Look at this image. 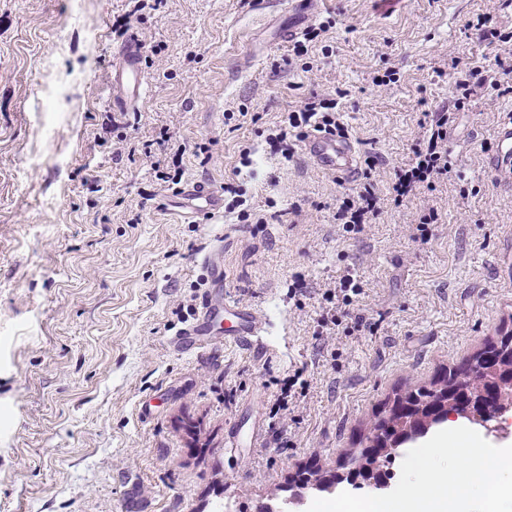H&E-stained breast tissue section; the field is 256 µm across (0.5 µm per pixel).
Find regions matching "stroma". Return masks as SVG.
Returning a JSON list of instances; mask_svg holds the SVG:
<instances>
[{
  "instance_id": "obj_1",
  "label": "stroma",
  "mask_w": 512,
  "mask_h": 512,
  "mask_svg": "<svg viewBox=\"0 0 512 512\" xmlns=\"http://www.w3.org/2000/svg\"><path fill=\"white\" fill-rule=\"evenodd\" d=\"M292 2L145 10L129 26L145 89L123 116L107 105L112 25L131 0H0V512H126L134 494L143 512H254L305 468L339 471L395 394L512 332V182L485 167L512 118V0H305L308 27L328 29L302 58L273 40ZM451 55L496 83L448 128L456 177L394 203L427 114L457 96ZM326 96L357 148L349 181L303 140L288 156L268 143ZM165 132L182 183L227 210L190 223L163 208L172 187L146 151ZM366 180L381 212L346 231L337 208ZM210 259L221 295L258 313L259 356L216 326L205 358L172 346ZM349 273L362 292L323 330V294ZM296 376L305 396L271 414Z\"/></svg>"
}]
</instances>
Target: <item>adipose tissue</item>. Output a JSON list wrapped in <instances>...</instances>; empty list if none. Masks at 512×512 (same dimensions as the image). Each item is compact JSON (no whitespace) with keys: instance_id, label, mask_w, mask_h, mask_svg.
Instances as JSON below:
<instances>
[{"instance_id":"adipose-tissue-1","label":"adipose tissue","mask_w":512,"mask_h":512,"mask_svg":"<svg viewBox=\"0 0 512 512\" xmlns=\"http://www.w3.org/2000/svg\"><path fill=\"white\" fill-rule=\"evenodd\" d=\"M512 481V448L491 452L474 432L451 420L416 448L394 493L365 512H486L500 485ZM496 500V499H495Z\"/></svg>"}]
</instances>
